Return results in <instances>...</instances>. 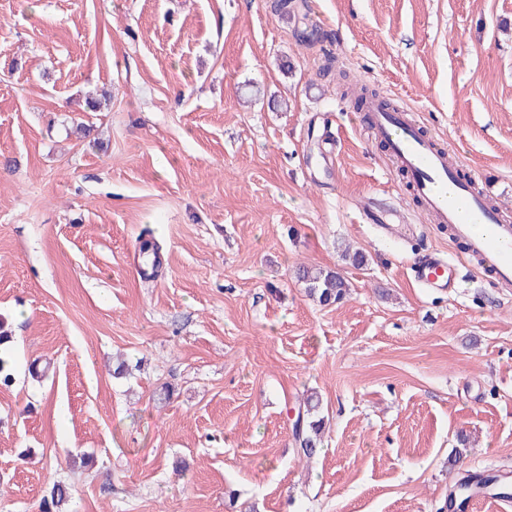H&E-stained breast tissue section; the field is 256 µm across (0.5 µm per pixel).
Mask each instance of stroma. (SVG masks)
I'll list each match as a JSON object with an SVG mask.
<instances>
[{"label":"stroma","instance_id":"1","mask_svg":"<svg viewBox=\"0 0 512 512\" xmlns=\"http://www.w3.org/2000/svg\"><path fill=\"white\" fill-rule=\"evenodd\" d=\"M302 2L0 0V512L56 480L76 512H441L464 471L512 477V289L462 263L343 96L412 108L512 211V0ZM429 251L460 261L453 295L416 287ZM303 265L346 298L313 300ZM299 278L306 284L308 295L320 304L339 301L346 294V282L334 270L303 267ZM320 403L317 396L311 394L304 399L302 416L293 427V438L307 459L313 458L320 443L323 418H319Z\"/></svg>","mask_w":512,"mask_h":512}]
</instances>
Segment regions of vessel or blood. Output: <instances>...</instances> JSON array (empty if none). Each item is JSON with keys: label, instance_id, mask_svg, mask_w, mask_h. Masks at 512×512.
Here are the masks:
<instances>
[{"label": "vessel or blood", "instance_id": "b4317fda", "mask_svg": "<svg viewBox=\"0 0 512 512\" xmlns=\"http://www.w3.org/2000/svg\"><path fill=\"white\" fill-rule=\"evenodd\" d=\"M369 136L385 144L395 171L410 187L421 210L433 223L446 225L465 245L469 259L486 269L503 287L512 286V213L490 205L473 180L461 177L458 154L438 135L412 118L409 110L386 108L382 98L366 99ZM482 232H475V225ZM459 267L431 255L412 269L425 290L452 291Z\"/></svg>", "mask_w": 512, "mask_h": 512}]
</instances>
